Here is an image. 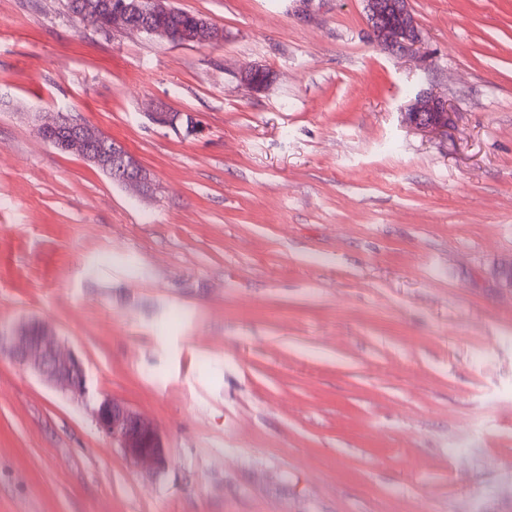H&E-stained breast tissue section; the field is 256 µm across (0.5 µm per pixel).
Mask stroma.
Instances as JSON below:
<instances>
[{
  "label": "stroma",
  "mask_w": 512,
  "mask_h": 512,
  "mask_svg": "<svg viewBox=\"0 0 512 512\" xmlns=\"http://www.w3.org/2000/svg\"><path fill=\"white\" fill-rule=\"evenodd\" d=\"M173 4L223 44L0 0V330L48 324L87 385L0 355V512H512V0H408L402 55L363 0ZM422 89L447 131L406 122ZM48 112L153 192L41 141ZM104 394L163 471L98 431ZM238 76L240 82L254 92L264 91L276 78L274 71L261 66L245 67L239 71ZM39 138L54 148L78 155L100 168L117 184L143 191L152 190L150 172L118 141L103 135L111 149L102 144V135L69 112H54L36 127ZM94 147L98 150L95 151ZM98 430L112 439L129 460L147 463L157 469L165 466L166 454L154 425L120 400L103 395L94 409Z\"/></svg>",
  "instance_id": "obj_1"
}]
</instances>
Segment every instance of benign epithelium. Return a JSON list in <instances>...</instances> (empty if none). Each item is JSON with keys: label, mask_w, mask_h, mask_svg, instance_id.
Returning a JSON list of instances; mask_svg holds the SVG:
<instances>
[{"label": "benign epithelium", "mask_w": 512, "mask_h": 512, "mask_svg": "<svg viewBox=\"0 0 512 512\" xmlns=\"http://www.w3.org/2000/svg\"><path fill=\"white\" fill-rule=\"evenodd\" d=\"M376 45L390 53L408 52L420 41L416 22L410 19L408 0H365ZM176 9L171 0H103L97 8L73 0L71 14L83 25L98 31L126 29L134 17H141L139 31L160 40L183 45L194 42L214 46L224 42V30L196 18L176 29L169 23ZM239 80L254 92L267 89L275 80L272 70L249 66L238 73ZM407 121L420 129L445 131L450 122L448 104L431 90L419 91L405 109ZM183 114L156 108L152 119L159 125L178 130ZM39 138L54 148L78 155L105 172L117 184L143 191L152 190L150 172L124 145L102 144V135L69 112H55L36 127ZM7 349L15 359L32 366L41 376L74 396L86 395L82 362L57 348L52 329L39 321L24 324L17 335L0 332V350ZM98 430L112 439V446L123 450L135 463L161 469L166 454L154 425L120 400L104 395L94 409Z\"/></svg>", "instance_id": "obj_1"}]
</instances>
